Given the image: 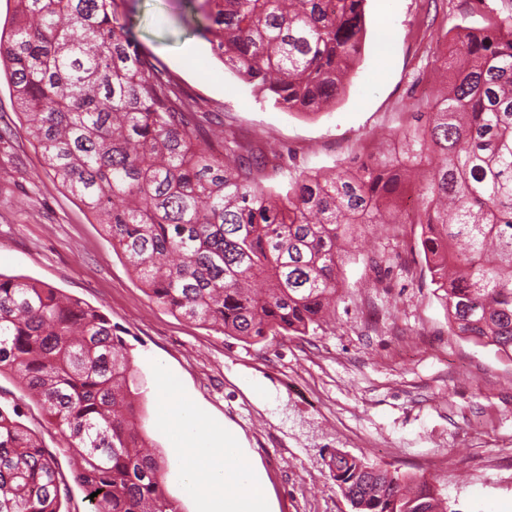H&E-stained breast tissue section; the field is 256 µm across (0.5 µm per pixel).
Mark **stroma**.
I'll list each match as a JSON object with an SVG mask.
<instances>
[{
  "label": "stroma",
  "instance_id": "obj_1",
  "mask_svg": "<svg viewBox=\"0 0 512 512\" xmlns=\"http://www.w3.org/2000/svg\"><path fill=\"white\" fill-rule=\"evenodd\" d=\"M487 3L463 16L457 0H367L362 60L336 105L310 115L274 107L228 71L192 33L183 0H118V12L201 110L266 158L275 189L285 174L375 153L413 123L409 96L430 32L512 14V0ZM419 234L415 224L376 227L341 267L335 320L308 335L250 344L214 332L152 299L86 208L46 174L0 74V273L101 308L123 332L156 450L173 438L158 405L164 373L171 400L234 435L269 512H352L325 465L336 449L427 480L450 512H512V360L449 334ZM15 405L68 467L60 429L2 373L0 406Z\"/></svg>",
  "mask_w": 512,
  "mask_h": 512
}]
</instances>
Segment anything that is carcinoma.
I'll use <instances>...</instances> for the list:
<instances>
[{
	"label": "carcinoma",
	"instance_id": "1",
	"mask_svg": "<svg viewBox=\"0 0 512 512\" xmlns=\"http://www.w3.org/2000/svg\"><path fill=\"white\" fill-rule=\"evenodd\" d=\"M194 33L274 106L336 104L365 41L366 0H187ZM448 43L446 87L423 125L361 165L310 171L281 190L260 156L213 124L145 52L117 0H14L0 67L48 174L100 224L158 303L255 344L305 336L336 306L339 271L368 224H417L448 330L512 359V15ZM437 156L397 206L403 170ZM15 374L65 435L90 512H178L164 456L137 423L126 344L105 313L0 273V373ZM0 406V512H61L56 455ZM329 477L354 512H446L425 480L348 453ZM97 496H92V493Z\"/></svg>",
	"mask_w": 512,
	"mask_h": 512
}]
</instances>
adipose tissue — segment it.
<instances>
[{
  "label": "adipose tissue",
  "instance_id": "adipose-tissue-1",
  "mask_svg": "<svg viewBox=\"0 0 512 512\" xmlns=\"http://www.w3.org/2000/svg\"><path fill=\"white\" fill-rule=\"evenodd\" d=\"M160 411L173 427L170 453L182 462L186 490L203 502L205 512H269L261 479L232 435L217 450L209 429L190 410L164 398Z\"/></svg>",
  "mask_w": 512,
  "mask_h": 512
}]
</instances>
